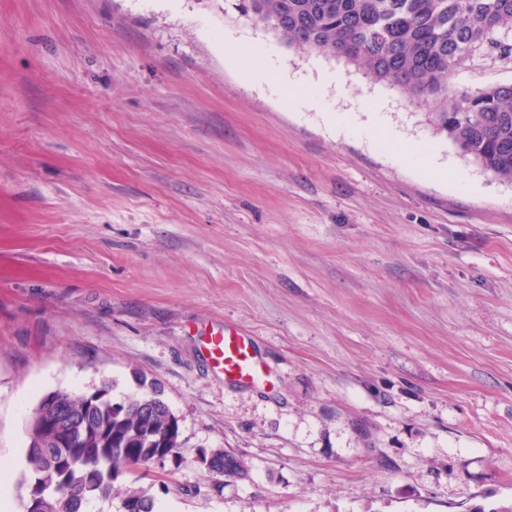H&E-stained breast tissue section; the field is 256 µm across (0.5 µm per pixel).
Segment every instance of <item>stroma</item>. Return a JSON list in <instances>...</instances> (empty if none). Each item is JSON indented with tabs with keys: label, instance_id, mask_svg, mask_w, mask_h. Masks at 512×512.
<instances>
[{
	"label": "stroma",
	"instance_id": "stroma-1",
	"mask_svg": "<svg viewBox=\"0 0 512 512\" xmlns=\"http://www.w3.org/2000/svg\"><path fill=\"white\" fill-rule=\"evenodd\" d=\"M271 48L342 118L373 93L451 179L241 78ZM341 72L344 90L320 68ZM512 82L474 61L456 90ZM429 105L288 47L239 0H0V464L51 392L159 382L182 449L159 512H512V184ZM234 326L267 377L225 383ZM242 456L217 484L199 449ZM202 336L203 355L214 368L224 373V381L248 385L262 378L263 367L253 353L250 336H244L239 329L230 326Z\"/></svg>",
	"mask_w": 512,
	"mask_h": 512
}]
</instances>
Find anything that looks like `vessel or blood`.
<instances>
[{"label":"vessel or blood","instance_id":"obj_1","mask_svg":"<svg viewBox=\"0 0 512 512\" xmlns=\"http://www.w3.org/2000/svg\"><path fill=\"white\" fill-rule=\"evenodd\" d=\"M202 352L214 368L223 372L227 383L248 385L263 376V367L253 353L251 337L237 328L227 326L206 333Z\"/></svg>","mask_w":512,"mask_h":512}]
</instances>
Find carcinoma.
<instances>
[{"label": "carcinoma", "mask_w": 512, "mask_h": 512, "mask_svg": "<svg viewBox=\"0 0 512 512\" xmlns=\"http://www.w3.org/2000/svg\"><path fill=\"white\" fill-rule=\"evenodd\" d=\"M301 51L327 53L378 82L431 101L429 122L464 156L512 182V83L451 89L458 67L478 55L512 63V0H240ZM141 390L121 401L105 383L92 393L51 392L27 426V512H85L117 498L156 512L143 469L180 449L179 419L161 388L138 376ZM210 473L242 479L244 458L215 448Z\"/></svg>", "instance_id": "obj_1"}]
</instances>
